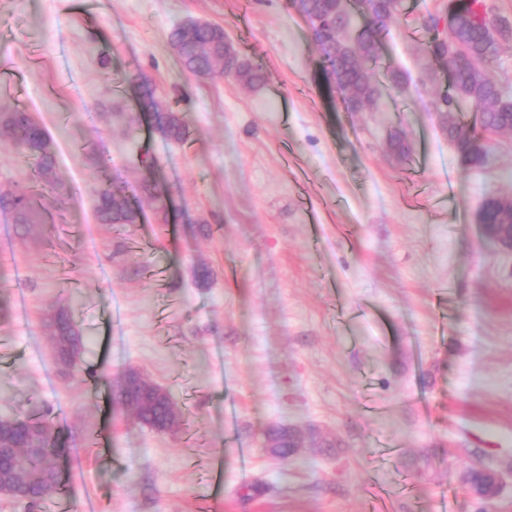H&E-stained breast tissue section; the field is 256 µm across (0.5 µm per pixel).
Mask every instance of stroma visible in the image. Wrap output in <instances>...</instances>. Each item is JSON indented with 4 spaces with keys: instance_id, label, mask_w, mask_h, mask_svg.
<instances>
[{
    "instance_id": "35a3bbf8",
    "label": "stroma",
    "mask_w": 512,
    "mask_h": 512,
    "mask_svg": "<svg viewBox=\"0 0 512 512\" xmlns=\"http://www.w3.org/2000/svg\"><path fill=\"white\" fill-rule=\"evenodd\" d=\"M447 12L402 0L378 101L351 112L287 0H0V110L32 112L57 160L42 223L21 235L0 211V416L48 413L65 452V491L37 512H512V253L478 221L512 197V132L468 168L430 112L448 71L420 22ZM183 22L222 27L262 85L184 72ZM142 78L184 141L149 128ZM109 182L138 223L97 220ZM60 308L81 382L53 359ZM130 370L170 393L180 428L116 410ZM279 427L303 437L286 459L265 445ZM472 465L500 474L491 502Z\"/></svg>"
}]
</instances>
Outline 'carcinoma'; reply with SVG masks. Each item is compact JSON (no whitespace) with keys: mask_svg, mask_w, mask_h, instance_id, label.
<instances>
[{"mask_svg":"<svg viewBox=\"0 0 512 512\" xmlns=\"http://www.w3.org/2000/svg\"><path fill=\"white\" fill-rule=\"evenodd\" d=\"M298 8L317 26L315 47L323 57L325 81L328 90L344 98L348 109L359 112L374 104L378 86L367 72L366 65L377 63L380 36L387 29L398 0H297ZM360 15L367 22L355 35L342 38L336 26ZM486 5L483 0H450L446 25L430 15L421 21L425 32V51L431 58L448 62L450 90L435 93L430 111L441 119L448 139L458 144L461 163L480 168L487 157L486 147L469 139V131L457 121L460 101L465 100L478 112L480 128L489 134L512 131V101L503 99L502 88L488 70L497 57L500 40L512 38V25L496 21L498 35L488 30ZM217 28L202 25L193 28L177 25L169 34L183 68L194 75L206 76L228 71L248 86L263 81L258 66L240 61L233 48L224 51V58L215 56L211 45ZM141 111L150 117L152 127L165 139L180 142L186 135L182 119L159 99L147 82L139 84ZM0 140L9 142L17 154L34 161L39 177L46 183L55 179L56 159L51 140L32 113L23 108L0 111ZM97 213L104 224H133L138 211L130 207L112 186L97 191ZM0 209L13 213L15 223L24 226L36 224L39 215L32 194L25 187L0 191ZM487 224H498L508 215L502 202L490 197L480 210ZM74 334L62 309L55 312V335L62 353L66 354L69 373L75 380L84 378L77 360L67 355V337ZM120 405L133 412L135 418L151 428L165 432L179 422L174 402L169 395L156 398L142 406ZM0 439L17 448L12 457L0 459V477L15 478L28 483L32 497L29 504L35 508L44 501L65 491L57 448L56 429L45 416L23 415L0 417ZM270 451L278 457L291 455L288 448V429L280 428L268 433Z\"/></svg>","mask_w":512,"mask_h":512,"instance_id":"1","label":"carcinoma"}]
</instances>
